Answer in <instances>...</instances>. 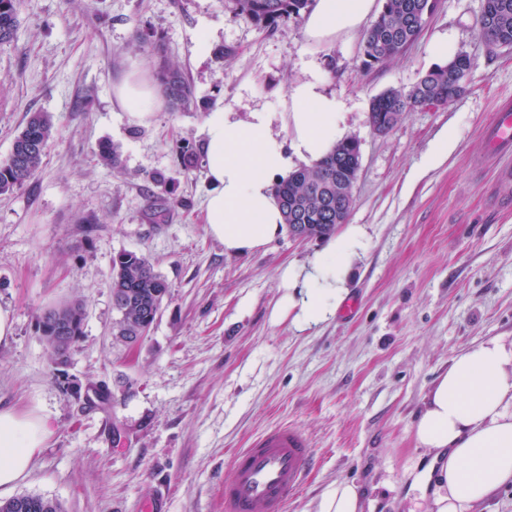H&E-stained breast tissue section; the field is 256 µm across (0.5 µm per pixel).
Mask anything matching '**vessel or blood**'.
Listing matches in <instances>:
<instances>
[{
	"mask_svg": "<svg viewBox=\"0 0 512 512\" xmlns=\"http://www.w3.org/2000/svg\"><path fill=\"white\" fill-rule=\"evenodd\" d=\"M492 156L512 155V106L503 105L488 129ZM224 481V512H288L291 497L308 482L311 442L298 428L281 425L238 450Z\"/></svg>",
	"mask_w": 512,
	"mask_h": 512,
	"instance_id": "vessel-or-blood-1",
	"label": "vessel or blood"
}]
</instances>
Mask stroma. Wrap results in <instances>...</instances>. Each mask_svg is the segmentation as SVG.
<instances>
[{"mask_svg":"<svg viewBox=\"0 0 512 512\" xmlns=\"http://www.w3.org/2000/svg\"><path fill=\"white\" fill-rule=\"evenodd\" d=\"M20 27L0 46V160L29 113L55 135L35 176L0 196V308L14 332L0 343V407L37 409L55 431L16 494L60 501L65 512H224L231 455L271 427L302 430L314 468L288 512H318L336 484L358 486L363 512H427L417 477L432 458L414 423L449 360L489 339L512 342V189L497 184L486 130L512 101V49L481 40L482 0H439L417 39L385 67L360 65L361 33L311 46L304 24L269 32L232 0H19ZM162 37L204 108L280 111L289 86L336 58L328 92L343 101L361 170L349 223L365 246L349 276L352 313L311 328L276 317L281 270L304 265L320 239L282 234L238 256L200 220L208 186L183 174L178 148H201L202 110L161 106L129 116L113 88L133 71L153 78ZM446 38L475 63L448 107L416 108L385 135L371 100L409 90ZM231 49L218 60L217 47ZM456 147L419 167L443 132ZM109 140L124 168L101 164ZM175 179L168 222H153L148 174ZM144 254L171 285L148 337L127 348L112 334V259ZM61 301L84 308L67 365L53 364L37 317ZM107 388L108 400H93Z\"/></svg>","mask_w":512,"mask_h":512,"instance_id":"35a3bbf8","label":"stroma"}]
</instances>
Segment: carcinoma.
<instances>
[{"label":"carcinoma","instance_id":"1","mask_svg":"<svg viewBox=\"0 0 512 512\" xmlns=\"http://www.w3.org/2000/svg\"><path fill=\"white\" fill-rule=\"evenodd\" d=\"M428 0H383L376 20L365 32L361 47V66L370 70L383 66L401 55L402 47L415 38V22ZM311 0H234L237 14L272 31L286 21L299 22ZM18 0H0V46L16 37ZM479 35L491 44L512 42V0H488L477 19ZM156 80L162 97L174 111L197 107L194 90L181 68L160 57ZM465 86L448 77V68L435 66L406 94L390 89L380 94L374 111L386 117L419 107L432 98L453 102ZM53 136V122L46 112L30 114L23 131L16 137L8 157L0 161V195H8L29 181L39 170ZM355 142L346 139L313 167H301L288 179L275 185L287 224H308L316 237H328L337 223H346L347 208L338 202L336 182L347 177ZM98 156L103 165L116 171L122 168L119 146L102 142ZM179 165L193 172L201 165L200 156L185 142L180 146ZM151 215L157 221L169 218L170 205L163 194H152ZM170 295L169 283L155 271L149 259L136 252L124 251L112 259V296L118 313L113 326L116 336H136L139 325L154 317L162 300ZM0 512H63L62 504L39 494H23L0 501Z\"/></svg>","mask_w":512,"mask_h":512}]
</instances>
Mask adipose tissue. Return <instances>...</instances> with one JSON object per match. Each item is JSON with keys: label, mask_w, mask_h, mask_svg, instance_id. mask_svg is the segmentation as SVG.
I'll return each mask as SVG.
<instances>
[{"label": "adipose tissue", "mask_w": 512, "mask_h": 512, "mask_svg": "<svg viewBox=\"0 0 512 512\" xmlns=\"http://www.w3.org/2000/svg\"><path fill=\"white\" fill-rule=\"evenodd\" d=\"M373 7L374 0H315L306 35L321 44L358 31ZM325 82L317 71L292 83L280 112L260 108L241 117L221 105L205 112L202 151L210 189L202 222L225 253L245 255L281 236L284 216L274 183L298 164L319 162L344 140L343 104ZM114 94L138 119L161 102L156 86L138 72ZM363 242L362 227L348 225L308 265L284 270V309L299 325L335 315ZM53 432L46 415L0 407V495L31 472ZM414 433L418 445L434 453L419 477L433 488V512H474L497 488L512 485V347L491 339L454 356L426 395Z\"/></svg>", "instance_id": "ef3b65f1"}]
</instances>
